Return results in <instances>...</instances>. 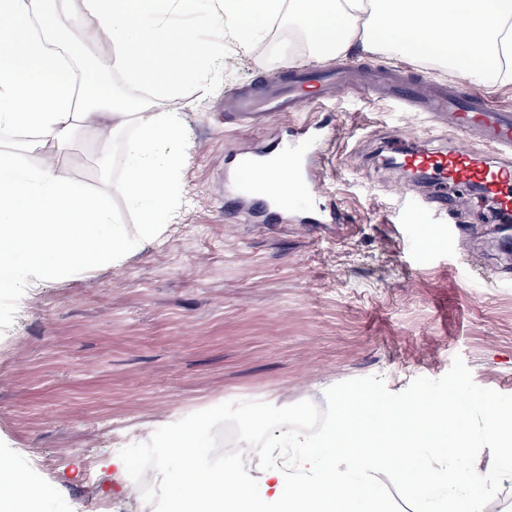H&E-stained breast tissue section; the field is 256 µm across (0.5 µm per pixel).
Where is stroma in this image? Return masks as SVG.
<instances>
[{
	"label": "stroma",
	"instance_id": "obj_1",
	"mask_svg": "<svg viewBox=\"0 0 512 512\" xmlns=\"http://www.w3.org/2000/svg\"><path fill=\"white\" fill-rule=\"evenodd\" d=\"M273 26L221 74L213 93L188 87L159 100L183 113L190 160L175 216L117 265L26 289L0 333V455L35 486L40 512H96L85 490L120 506L136 495L111 460L160 427L232 400L324 406L326 390L373 375L405 391L445 375L462 357L481 387L512 394V260L499 249L495 214L384 164L413 150L480 142L409 112L380 94L341 88L328 105L240 122L231 93L282 81L287 49ZM320 127L312 159L322 189L299 183L288 218L243 224L242 155L269 151ZM98 138L77 128L59 164L63 177L99 186ZM336 212L341 223L313 218ZM463 249L439 243L449 219ZM55 459L47 477L34 457ZM94 470H87V461Z\"/></svg>",
	"mask_w": 512,
	"mask_h": 512
}]
</instances>
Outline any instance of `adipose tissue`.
Instances as JSON below:
<instances>
[{
  "instance_id": "ef3b65f1",
  "label": "adipose tissue",
  "mask_w": 512,
  "mask_h": 512,
  "mask_svg": "<svg viewBox=\"0 0 512 512\" xmlns=\"http://www.w3.org/2000/svg\"><path fill=\"white\" fill-rule=\"evenodd\" d=\"M35 0H0V129L27 130L26 147L69 144L81 124L102 138L127 126L125 193L146 235L173 216L189 153L178 112L156 100L177 96L201 68L219 73L228 55L174 21L193 9L220 24L225 42L250 53L272 24L286 26L307 61L351 54L410 57L482 84L512 86V0H83L84 15L109 39L114 54L103 69H121L130 86L152 97L135 110L112 102L104 84L78 79L45 46L65 30L61 9L35 12ZM34 496L7 457H0V512H29Z\"/></svg>"
}]
</instances>
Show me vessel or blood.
I'll use <instances>...</instances> for the list:
<instances>
[{
	"label": "vessel or blood",
	"instance_id": "b4317fda",
	"mask_svg": "<svg viewBox=\"0 0 512 512\" xmlns=\"http://www.w3.org/2000/svg\"><path fill=\"white\" fill-rule=\"evenodd\" d=\"M385 83L388 96L416 112H426L447 122L449 128L463 136L478 140L502 155L496 165L476 160L470 151L459 149L448 153H421L406 156L404 163L411 169L425 168L436 173L439 182L454 181L480 184L491 192L502 211L512 213V111L461 94L453 88L436 86L404 68L392 77L355 67H345L330 75H300L288 77L282 84L258 92H240L230 103L231 111L251 122H259L268 112H297L309 89H316L319 97L329 96L338 86H359L374 89ZM314 142L308 130H301L298 142L281 147L278 158L295 170H303ZM273 198H257L252 207L241 210L242 223H254L256 218L281 209Z\"/></svg>",
	"mask_w": 512,
	"mask_h": 512
}]
</instances>
